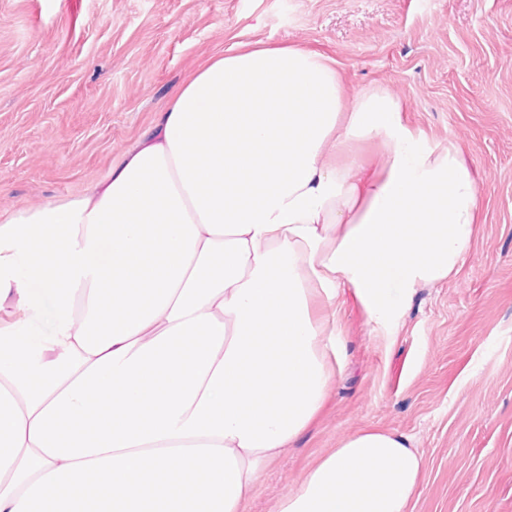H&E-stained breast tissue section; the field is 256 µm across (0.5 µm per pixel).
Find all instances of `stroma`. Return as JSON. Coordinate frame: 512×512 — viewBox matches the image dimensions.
<instances>
[{
	"mask_svg": "<svg viewBox=\"0 0 512 512\" xmlns=\"http://www.w3.org/2000/svg\"><path fill=\"white\" fill-rule=\"evenodd\" d=\"M257 42L336 58L347 95L387 90L459 149L480 205L459 274L397 324L340 293L343 366L247 512L368 426L424 459L408 512H512V0H0V223L103 181L192 71Z\"/></svg>",
	"mask_w": 512,
	"mask_h": 512,
	"instance_id": "35a3bbf8",
	"label": "stroma"
}]
</instances>
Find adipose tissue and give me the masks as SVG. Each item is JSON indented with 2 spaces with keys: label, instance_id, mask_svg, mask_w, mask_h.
Returning <instances> with one entry per match:
<instances>
[{
  "label": "adipose tissue",
  "instance_id": "ef3b65f1",
  "mask_svg": "<svg viewBox=\"0 0 512 512\" xmlns=\"http://www.w3.org/2000/svg\"><path fill=\"white\" fill-rule=\"evenodd\" d=\"M478 206L456 147L347 97L336 58L212 57L105 180L0 224V512H245L324 406L340 289L396 321L392 292L459 273ZM422 471L365 428L277 512H406Z\"/></svg>",
  "mask_w": 512,
  "mask_h": 512
}]
</instances>
